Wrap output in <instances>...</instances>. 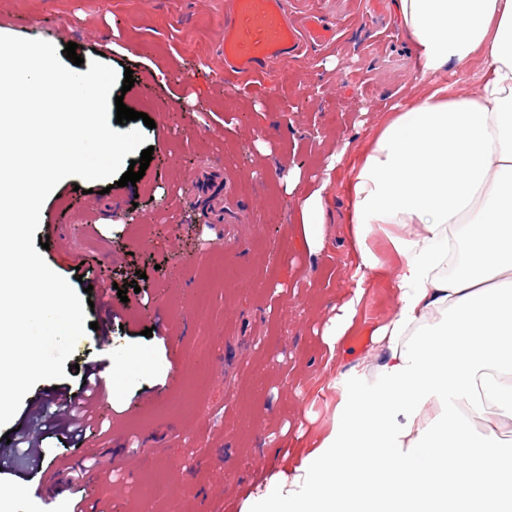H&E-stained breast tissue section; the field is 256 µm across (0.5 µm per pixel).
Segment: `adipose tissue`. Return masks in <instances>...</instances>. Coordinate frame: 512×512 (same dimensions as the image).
<instances>
[{"label": "adipose tissue", "mask_w": 512, "mask_h": 512, "mask_svg": "<svg viewBox=\"0 0 512 512\" xmlns=\"http://www.w3.org/2000/svg\"><path fill=\"white\" fill-rule=\"evenodd\" d=\"M429 92L374 135L352 165L349 247L356 282L325 324L344 355L368 274L375 228L395 226L397 310L371 332L378 360L341 374L330 431L292 468H273L241 512H502L512 454L495 430L512 420V0H393ZM484 54L473 99L438 82ZM326 195L296 206L304 247L320 251ZM490 425H496V432L503 448H512V421L499 419L491 410L485 420H478L474 423L478 432H484Z\"/></svg>", "instance_id": "ef3b65f1"}]
</instances>
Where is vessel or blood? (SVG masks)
<instances>
[{"label": "vessel or blood", "mask_w": 512, "mask_h": 512, "mask_svg": "<svg viewBox=\"0 0 512 512\" xmlns=\"http://www.w3.org/2000/svg\"><path fill=\"white\" fill-rule=\"evenodd\" d=\"M336 40V28L318 13L289 22L287 0H230L224 13V69L237 80L255 81L270 64Z\"/></svg>", "instance_id": "vessel-or-blood-1"}]
</instances>
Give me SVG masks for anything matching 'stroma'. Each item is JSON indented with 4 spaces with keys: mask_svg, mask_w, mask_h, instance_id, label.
Instances as JSON below:
<instances>
[{
    "mask_svg": "<svg viewBox=\"0 0 512 512\" xmlns=\"http://www.w3.org/2000/svg\"><path fill=\"white\" fill-rule=\"evenodd\" d=\"M227 3L0 0V33L60 51L74 42L86 60L131 71V90L112 93L155 122L144 131L152 160L136 185L108 190L73 176L41 207L36 235L57 243L46 264L75 290L94 281L106 293L86 314L94 327L66 359L65 378L38 382L13 418L36 430L43 465L0 466L20 487L9 512L74 502L66 468L85 452L31 417L28 402L58 403L77 391L82 367L130 350L149 352L154 365L117 371L99 406L111 425L95 449L122 479L85 488V512H240L281 449L330 431L337 377L357 359L375 360L366 332L397 309L398 259L379 230L382 272L366 284L346 358L328 362L320 331L354 286L350 170L340 168L327 190L319 253L298 246L294 221L327 154L357 156L394 105L429 90L392 0H298V12L340 26L339 38L270 64L256 87L224 75ZM265 129L273 137L262 153L255 136ZM293 165L303 179L288 195L275 176ZM120 285L129 288L124 303ZM147 482L164 496L144 495Z\"/></svg>",
    "mask_w": 512,
    "mask_h": 512,
    "instance_id": "stroma-1",
    "label": "stroma"
}]
</instances>
